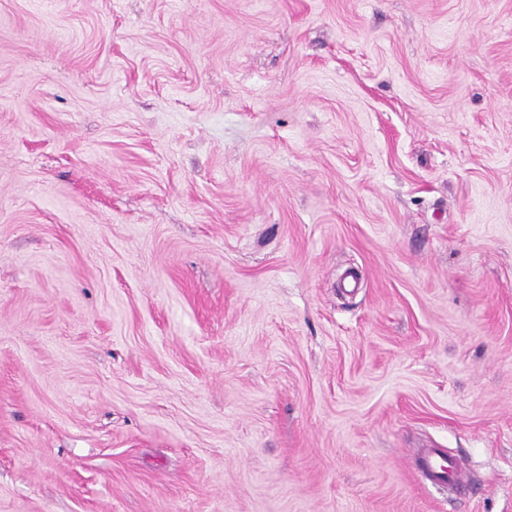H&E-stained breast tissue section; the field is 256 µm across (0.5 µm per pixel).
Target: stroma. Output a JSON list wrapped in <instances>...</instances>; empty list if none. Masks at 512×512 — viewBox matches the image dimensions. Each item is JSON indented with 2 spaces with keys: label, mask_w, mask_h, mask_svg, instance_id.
<instances>
[{
  "label": "stroma",
  "mask_w": 512,
  "mask_h": 512,
  "mask_svg": "<svg viewBox=\"0 0 512 512\" xmlns=\"http://www.w3.org/2000/svg\"><path fill=\"white\" fill-rule=\"evenodd\" d=\"M0 512H512V0H0ZM415 466L427 485L439 489L455 485L460 477L455 463L442 448H427L416 458Z\"/></svg>",
  "instance_id": "stroma-1"
}]
</instances>
